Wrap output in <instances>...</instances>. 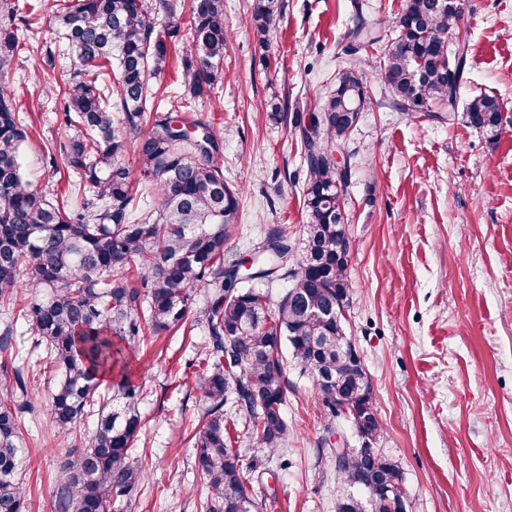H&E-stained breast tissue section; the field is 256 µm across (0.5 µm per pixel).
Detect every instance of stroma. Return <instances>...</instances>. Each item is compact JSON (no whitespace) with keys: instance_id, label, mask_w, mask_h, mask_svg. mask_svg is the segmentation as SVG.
Listing matches in <instances>:
<instances>
[{"instance_id":"obj_1","label":"stroma","mask_w":512,"mask_h":512,"mask_svg":"<svg viewBox=\"0 0 512 512\" xmlns=\"http://www.w3.org/2000/svg\"><path fill=\"white\" fill-rule=\"evenodd\" d=\"M403 5L284 0L262 43L251 26L252 0H224V81L190 115L223 127L224 179L241 192L225 264L249 258L269 229L299 239L305 222L300 138L291 124L268 117V102L313 111L351 60L356 18L378 32L368 50L378 60L397 36ZM462 27L468 55L455 121L395 111L379 71L368 68L369 103L344 147L352 283L344 327L373 384L382 426L376 446L403 471L407 512H512V0H465ZM46 60L20 51L6 82L29 130L25 175L52 197L65 194L74 176L47 161L67 130L59 95L43 81ZM480 93L503 103L498 139L463 118ZM34 295L25 288L16 303L0 305V331H12L0 349V399L15 396L5 372L20 371L31 404L21 422L28 512H62L57 476L76 433L50 420L51 373L32 374L44 349L20 310ZM206 341L201 323L185 336L148 332L136 341L143 427L134 454L154 466L112 512H203L209 488L190 437L206 404L184 376ZM287 377L288 467L274 483V512H336L334 465L318 449L322 408L296 365Z\"/></svg>"}]
</instances>
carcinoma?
Segmentation results:
<instances>
[{
	"instance_id": "cac0c4a2",
	"label": "carcinoma",
	"mask_w": 512,
	"mask_h": 512,
	"mask_svg": "<svg viewBox=\"0 0 512 512\" xmlns=\"http://www.w3.org/2000/svg\"><path fill=\"white\" fill-rule=\"evenodd\" d=\"M163 14L161 31L151 13ZM183 28L175 0H56L52 20L71 56L68 69L44 73L59 89L67 141L50 154L85 185L48 199L31 188L20 162L27 133L18 104L0 84V303L24 287L40 295L23 314L30 334L46 351L44 368L55 377L50 415L60 427L81 422L86 406L102 396L97 422L79 434L80 446L60 475L63 512H100V504L128 497L144 477L132 459L141 432L140 386L131 344L147 331H178L194 316L192 293L205 291L209 332L194 373L209 402L194 433L195 464L211 493L205 512H258L274 508L275 495H258L244 482L242 459L224 405L244 416L257 447L273 455L288 440L284 407L288 367L282 346L307 373L324 412L323 444L334 458L336 512H393L404 492L398 464L371 449L381 431L371 380L346 336L350 247L337 163L345 138L368 99L360 61L336 75L322 104L290 116L306 162L299 245L273 229L246 260L224 266V244L238 218V189L224 182L218 155L222 128L173 114L158 103L152 80L169 68L170 46L182 44L181 107L187 108L224 80L229 38L224 0H189ZM280 0H253L252 24L260 38L280 17ZM461 15L441 0H405L398 35L379 61L391 106L398 112L452 120L467 45L448 54V35ZM351 52L377 41L362 20ZM19 50L12 24H0V73ZM156 109L155 113L148 108ZM466 123L492 137L501 133L500 101L474 96ZM136 145L143 182L158 205L136 202L130 170L121 156ZM289 283L276 301L263 288L241 283ZM120 381L102 385L103 369ZM22 407L0 401V512H27L20 472L27 462L21 441ZM349 422L361 444L337 434Z\"/></svg>"
}]
</instances>
